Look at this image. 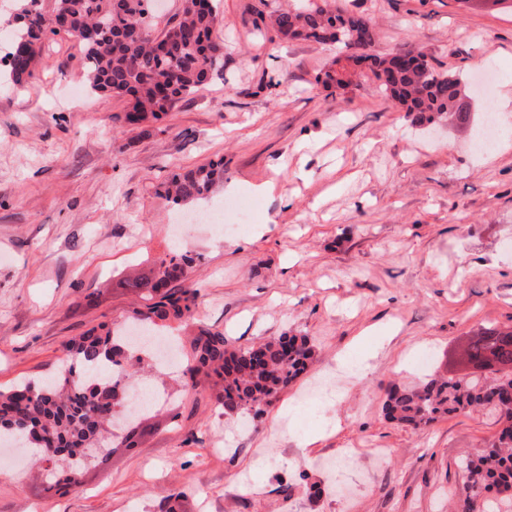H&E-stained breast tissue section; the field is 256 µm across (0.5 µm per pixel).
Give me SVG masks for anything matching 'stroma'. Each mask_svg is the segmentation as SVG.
<instances>
[{
	"instance_id": "obj_1",
	"label": "stroma",
	"mask_w": 512,
	"mask_h": 512,
	"mask_svg": "<svg viewBox=\"0 0 512 512\" xmlns=\"http://www.w3.org/2000/svg\"><path fill=\"white\" fill-rule=\"evenodd\" d=\"M292 2L219 0L223 78L137 127L124 99L90 90L67 34L44 43L22 85L0 65L1 387L53 375L66 343L141 306L123 274L148 271L171 249L170 225L199 209L165 199L163 182L219 159L209 201L232 229L192 224L179 244L199 258L184 282L195 322L231 349L304 335L314 350L248 423L184 364L131 376L157 398L134 421V447L90 460L65 496L44 465L2 448L0 512H163L178 491L185 512H338L308 489L328 485L326 460L341 453L351 462L338 476L356 488L347 512H452L445 492L495 435L493 416L463 411L419 431L382 407L390 387L447 376L478 330L512 325V116L491 151L471 144L512 88V11L336 0L374 26V52L424 53L465 83L464 117L428 124L393 107L369 70L323 87L338 49L266 26ZM269 181L275 191L257 194ZM248 198L259 207L244 219ZM366 353L368 374L351 375Z\"/></svg>"
}]
</instances>
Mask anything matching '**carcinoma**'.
<instances>
[{"label": "carcinoma", "instance_id": "obj_1", "mask_svg": "<svg viewBox=\"0 0 512 512\" xmlns=\"http://www.w3.org/2000/svg\"><path fill=\"white\" fill-rule=\"evenodd\" d=\"M150 0H54L51 10L41 0H20L10 48L0 58L15 85L30 77L47 34L67 25L73 31H95L80 41L82 65L90 88L127 102L125 121L141 125L173 111L177 104L224 73V45L216 35L218 13L214 0H182L177 32H161V43L151 38ZM271 24L281 40L340 44L346 58L370 62L373 74L383 72L379 89L403 112H416L427 120L463 112L461 81L422 60L415 67L394 66V54L366 53L376 38L363 17L336 9L332 0H303L279 10ZM224 178L223 161H211L173 175L164 196L175 205L206 200ZM196 264L190 254L173 250L154 261L150 273L135 276L125 287L140 294L148 313L133 312V319L188 322L193 319L197 292L176 288ZM507 337L512 327L489 329L472 339L465 350L471 358ZM230 350L224 333L199 328L191 340L187 373H215L220 382L215 403L224 413L251 412L258 416L279 392L308 367L312 354L304 336ZM113 330L93 326L65 346L57 374L43 383L27 381L0 389V441L8 439L34 453L44 464L53 459L57 490L78 486L80 469L88 456L71 458L68 448H89L107 455L113 450L105 433L114 408L123 404L128 372ZM467 409H487L500 425L486 448L462 461L465 479L452 488L456 512H512V350L498 373L490 377L468 372L460 377L433 378L412 388L387 391L385 417L413 429H424L444 415ZM492 486L506 493L492 502L485 492Z\"/></svg>", "mask_w": 512, "mask_h": 512}]
</instances>
